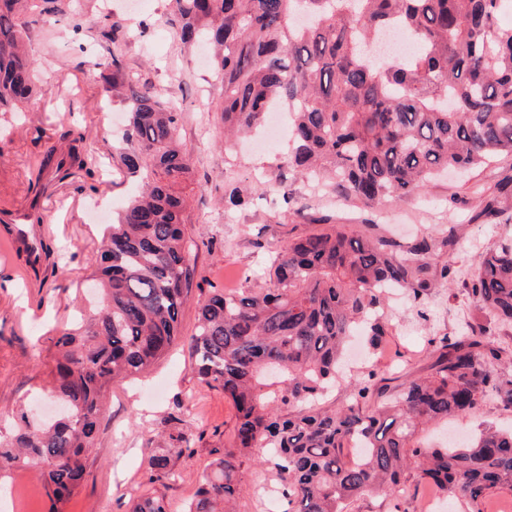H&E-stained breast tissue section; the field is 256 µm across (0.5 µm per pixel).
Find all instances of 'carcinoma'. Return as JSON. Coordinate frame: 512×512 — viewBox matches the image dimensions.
Wrapping results in <instances>:
<instances>
[{
  "label": "carcinoma",
  "instance_id": "carcinoma-1",
  "mask_svg": "<svg viewBox=\"0 0 512 512\" xmlns=\"http://www.w3.org/2000/svg\"><path fill=\"white\" fill-rule=\"evenodd\" d=\"M37 2L0 0V112L38 91L25 18ZM510 8L512 0H169L155 24L178 26L186 46L213 48L224 92L209 107L224 142L255 133L271 108L286 106L291 151L276 185L320 178L373 208L420 195L440 170L512 155V25L501 22ZM394 21L418 52L379 61L369 46ZM93 66L127 108L117 166L138 188L95 258L97 312L56 340L48 391L66 413L35 427L22 412L16 432L0 435V474L35 472L51 512L82 483L109 384L148 369L179 340L195 273L180 190L193 165L180 109L135 81L118 54ZM85 137L73 131L67 151L47 153L60 179L83 168ZM502 214L488 196L478 216ZM457 244L452 228L398 242L334 224L282 246L263 286L216 290L200 304L190 367L202 385L224 392L235 421L186 512H236L245 474L261 460L276 470L283 512H353L365 495L403 497L412 480L462 501L466 512L512 491V431L486 428L460 446L422 442L430 427L473 412L488 393L512 407V371L500 368L487 340L489 324L512 326V242L488 248L462 282L486 324H467L452 341L441 336L428 374H406L393 387L372 367L340 376L348 337L362 328L376 348L386 334L385 289H405L426 317L425 301L456 282L442 255ZM339 384L350 403L325 406ZM257 448L267 457H256ZM174 466L171 455H152L149 481L175 478ZM129 512L167 510L147 496Z\"/></svg>",
  "mask_w": 512,
  "mask_h": 512
}]
</instances>
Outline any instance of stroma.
<instances>
[{"label":"stroma","instance_id":"obj_1","mask_svg":"<svg viewBox=\"0 0 512 512\" xmlns=\"http://www.w3.org/2000/svg\"><path fill=\"white\" fill-rule=\"evenodd\" d=\"M168 0H147L141 23L126 33L117 52L132 73L157 88L173 92L182 112L181 137L189 148L194 183L188 189L191 207L186 225L194 244L196 272L180 324L191 336L198 304L211 291L246 287L271 252L288 240L313 232L310 217L324 216L336 224H361L372 219L379 233L405 242L421 230L455 225L458 244L448 258L459 279H469L481 252L491 244L512 239V223L486 224L474 215L482 199L474 185L503 184L499 202L512 214V155L464 174H444L426 195L406 203L386 202L372 215L342 204L328 189L307 180L286 184L295 203L284 204L278 190H256L242 205L224 201L228 182H251L271 176L288 150L287 137L269 149L242 143L224 148V128L206 102L217 92L221 76L205 63L200 50H183L170 27L153 25ZM53 25L40 14L29 18V54L37 74L50 92L23 112H0V210L22 213L39 206L44 214L46 241L56 249V271L47 277L28 273L22 258L5 257L0 244V430L11 431L19 411L31 423L48 419L50 372L55 356L53 339L89 309L87 287L106 224L123 206L132 183L116 169L112 153L120 143L124 106L105 92L99 70L90 60L109 47L102 37L110 20L126 15L119 0H62ZM82 30H75V23ZM86 128L83 154L88 166L102 174L90 178L76 172L63 182L49 181L43 196H34L28 180L49 146L66 150V133ZM285 189V190H286ZM304 208L298 217L296 208ZM429 321L416 318L408 298L393 295L386 314L392 323L378 349L365 364L386 376L426 373L432 361L433 337L456 336L477 312L461 289L440 291L427 305ZM234 421V409L223 391L202 386L188 365L186 349L176 345L144 374L115 380L104 399L96 448L87 457L86 476L62 512H128L138 495L163 498L170 512H184L203 472L224 451V433ZM511 427L512 408L484 397L477 411L449 422L450 435L468 440L485 426ZM176 456L179 475L149 483L147 461L157 448ZM268 466H256L239 498V512H280V502L266 503L260 490L274 485ZM51 501L42 481L31 471L0 476V512H50Z\"/></svg>","mask_w":512,"mask_h":512}]
</instances>
